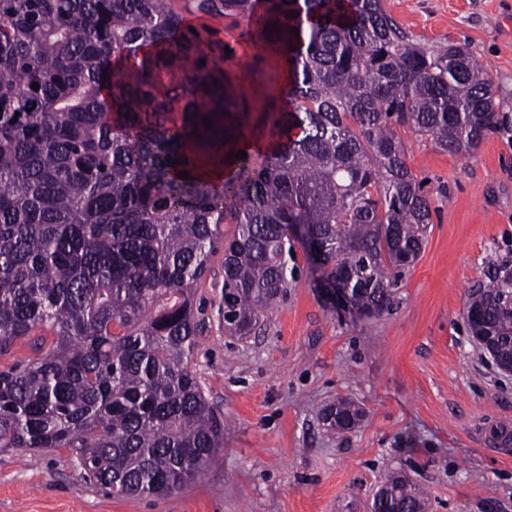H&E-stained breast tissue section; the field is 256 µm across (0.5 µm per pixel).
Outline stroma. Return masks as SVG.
Returning a JSON list of instances; mask_svg holds the SVG:
<instances>
[{
    "mask_svg": "<svg viewBox=\"0 0 512 512\" xmlns=\"http://www.w3.org/2000/svg\"><path fill=\"white\" fill-rule=\"evenodd\" d=\"M411 43L468 45L512 115V0H383ZM224 41L226 66L257 63L281 83V62L244 21L186 13ZM406 162L434 208L426 245L388 310L337 307L294 246L288 288L251 335L224 331V253L195 290L201 323L191 367L224 424V451L164 498L117 497L82 478L64 449L0 451V512H371L391 475L425 491L426 512H512V456L478 435L512 422V373L474 342L465 305L491 264L512 261V127L471 155L400 132ZM347 398L365 410L339 432L322 411Z\"/></svg>",
    "mask_w": 512,
    "mask_h": 512,
    "instance_id": "35a3bbf8",
    "label": "stroma"
}]
</instances>
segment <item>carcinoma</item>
<instances>
[{
	"instance_id": "obj_1",
	"label": "carcinoma",
	"mask_w": 512,
	"mask_h": 512,
	"mask_svg": "<svg viewBox=\"0 0 512 512\" xmlns=\"http://www.w3.org/2000/svg\"><path fill=\"white\" fill-rule=\"evenodd\" d=\"M264 2L254 16L253 0H189L247 20L290 64L288 107L271 94L261 112L269 150L217 182L179 170L195 148L225 161L244 136L254 68L229 75L228 47L188 31L176 0H0V356L40 327L55 336L0 369L1 449L64 448L118 497L193 481L224 448L191 370L193 290L212 252L224 248L230 332L249 335L288 287L295 225L319 279L357 289V310L378 316L432 223L397 128L465 156L502 125L472 53L414 46L382 0ZM486 278L466 318L511 372L512 265ZM362 417L346 399L323 414L338 431ZM422 504L398 477L372 510Z\"/></svg>"
}]
</instances>
